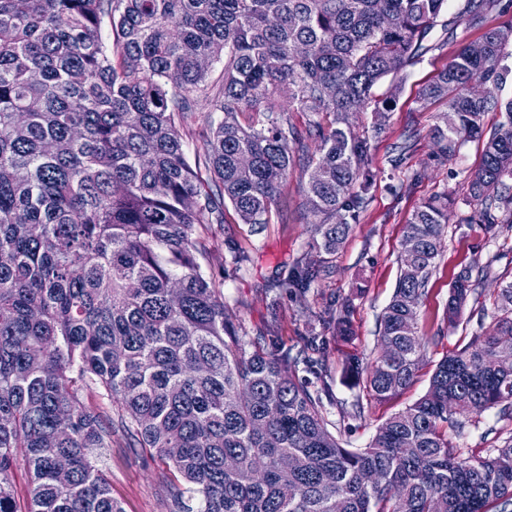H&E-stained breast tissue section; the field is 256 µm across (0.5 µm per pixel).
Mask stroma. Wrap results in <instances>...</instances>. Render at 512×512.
Returning a JSON list of instances; mask_svg holds the SVG:
<instances>
[{"mask_svg":"<svg viewBox=\"0 0 512 512\" xmlns=\"http://www.w3.org/2000/svg\"><path fill=\"white\" fill-rule=\"evenodd\" d=\"M483 34L479 28H457L446 34L435 26L430 41L442 42V49L427 53L408 67L399 83L383 81L377 95L395 93L396 104L388 122L372 139L371 173L374 186L359 224L353 225L344 245L331 256L314 246L311 216L299 169L288 174V185L270 223L251 226L239 223L228 213L223 229L211 242L212 265L224 268V301L234 321L243 323L250 338L274 340L294 354L306 351V339L323 340L320 357L327 371V391L323 395L329 430L339 436L344 447L368 446L378 426L392 413L422 396L428 388L435 364L446 353L465 345L490 323L496 312L499 288L512 282V232L499 235L480 224L464 223L470 208L458 205L450 215L445 247L437 269L427 285L419 308V327L427 336L425 364L413 384L389 402L367 403L358 380L346 369L347 357L356 355L373 362L379 353L378 318L389 302L400 274L399 256L405 226L413 211L431 195L444 189L462 190L469 171L480 161L479 143L466 144L455 156L436 159V147L429 133L445 102L424 103L418 98L422 86L443 70L462 44ZM412 143L413 148L400 168L390 159L396 146ZM240 255L241 264L230 262ZM328 261L331 273L300 293L279 288L295 262ZM486 264L488 273L462 310L457 328L441 330L443 308L455 275L472 261ZM351 303L352 334L343 338L329 330L326 320L343 301ZM364 402L365 414L353 413ZM460 428L449 430L448 440L457 448L483 454L512 440V419L492 408L460 416ZM98 466L108 478L112 495L125 512H175L164 478V467L141 449L131 447L121 427L112 431V446L103 450Z\"/></svg>","mask_w":512,"mask_h":512,"instance_id":"35a3bbf8","label":"stroma"}]
</instances>
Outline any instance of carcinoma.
<instances>
[{
  "instance_id": "carcinoma-1",
  "label": "carcinoma",
  "mask_w": 512,
  "mask_h": 512,
  "mask_svg": "<svg viewBox=\"0 0 512 512\" xmlns=\"http://www.w3.org/2000/svg\"><path fill=\"white\" fill-rule=\"evenodd\" d=\"M500 2L465 0L456 22L480 26ZM447 10L448 0H0V512H123L92 453L112 447V417L85 406V392L166 467L179 512H512V440L484 457L448 442L456 413L512 417V283L425 394L351 449L328 430L321 392L299 380V359L227 317L224 271L210 263L224 208L270 223L295 165L316 247L336 253L371 189V140L350 116L386 124L392 97L376 87L442 47L427 37ZM480 43L479 54L463 45L419 99L447 101L431 130L440 157L482 143L464 221L502 232L512 24ZM491 108L505 120L487 137ZM291 112L306 115L303 128ZM194 115L191 157L183 125ZM457 205L443 190L413 212L400 261L416 273L399 274L375 362L349 359L376 402L423 366L417 309ZM323 272L298 262L283 286L304 291ZM474 291L466 266L447 325ZM349 318L346 301L329 329L350 335Z\"/></svg>"
}]
</instances>
